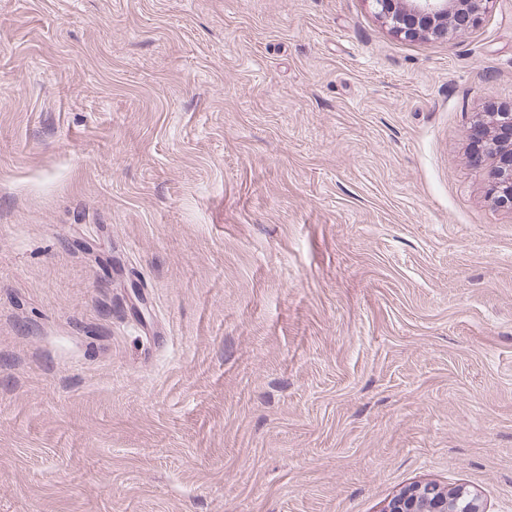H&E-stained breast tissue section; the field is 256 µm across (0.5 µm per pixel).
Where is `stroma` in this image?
Listing matches in <instances>:
<instances>
[{
  "label": "stroma",
  "mask_w": 512,
  "mask_h": 512,
  "mask_svg": "<svg viewBox=\"0 0 512 512\" xmlns=\"http://www.w3.org/2000/svg\"><path fill=\"white\" fill-rule=\"evenodd\" d=\"M512 0H0V512H512ZM374 12L404 38L446 39L454 17L465 14L466 27L477 26L494 0H367ZM486 117L476 121L478 131L495 128L499 134L486 135L483 141L482 154L490 162L488 198L496 207L512 209V108L488 112ZM383 512H487L477 494L464 487L445 489L434 482L415 484L395 495Z\"/></svg>",
  "instance_id": "obj_1"
}]
</instances>
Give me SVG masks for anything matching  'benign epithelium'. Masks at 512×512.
<instances>
[{"instance_id": "1", "label": "benign epithelium", "mask_w": 512, "mask_h": 512, "mask_svg": "<svg viewBox=\"0 0 512 512\" xmlns=\"http://www.w3.org/2000/svg\"><path fill=\"white\" fill-rule=\"evenodd\" d=\"M374 12L405 38L446 39L454 17L466 15L465 26H477L494 0H368ZM496 129L484 138L482 154L490 162L488 198L496 207L512 209V108L488 112L477 129ZM383 512H487L480 497L464 487L445 489L434 482L415 484L395 495Z\"/></svg>"}]
</instances>
